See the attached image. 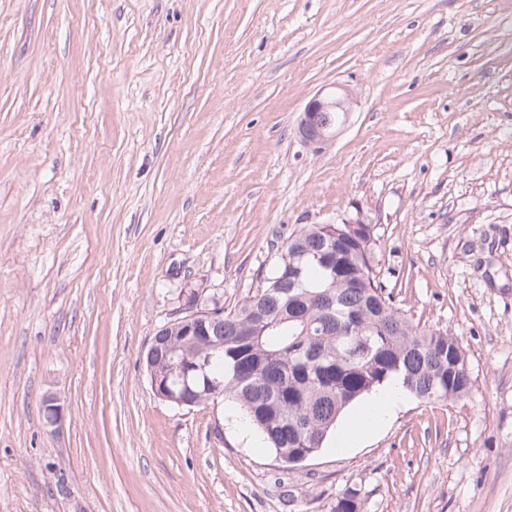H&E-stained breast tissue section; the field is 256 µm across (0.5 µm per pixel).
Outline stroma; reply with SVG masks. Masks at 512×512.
Wrapping results in <instances>:
<instances>
[{
	"mask_svg": "<svg viewBox=\"0 0 512 512\" xmlns=\"http://www.w3.org/2000/svg\"><path fill=\"white\" fill-rule=\"evenodd\" d=\"M358 101L298 134L319 90ZM363 214L472 391L283 463L143 356ZM56 394L62 431L44 420ZM512 512V0H0V512ZM312 96L304 106L298 132L309 145L321 148L331 143L352 112L354 94L349 88L333 85ZM330 112L339 113L338 119H331Z\"/></svg>",
	"mask_w": 512,
	"mask_h": 512,
	"instance_id": "obj_1",
	"label": "stroma"
}]
</instances>
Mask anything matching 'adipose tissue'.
<instances>
[{
    "instance_id": "obj_1",
    "label": "adipose tissue",
    "mask_w": 512,
    "mask_h": 512,
    "mask_svg": "<svg viewBox=\"0 0 512 512\" xmlns=\"http://www.w3.org/2000/svg\"><path fill=\"white\" fill-rule=\"evenodd\" d=\"M406 398L407 394L400 382L394 380L357 403L353 409L341 416L337 424L338 444L365 442L374 437Z\"/></svg>"
}]
</instances>
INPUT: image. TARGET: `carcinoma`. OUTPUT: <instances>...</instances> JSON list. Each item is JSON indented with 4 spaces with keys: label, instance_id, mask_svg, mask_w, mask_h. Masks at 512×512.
Wrapping results in <instances>:
<instances>
[{
    "label": "carcinoma",
    "instance_id": "1",
    "mask_svg": "<svg viewBox=\"0 0 512 512\" xmlns=\"http://www.w3.org/2000/svg\"><path fill=\"white\" fill-rule=\"evenodd\" d=\"M325 224H306L282 245L270 275L235 309L224 312V354L208 376L224 380L215 398L236 403L245 425L282 456L317 454L344 410L395 376L414 399L448 403L467 397L471 376L458 337L421 328L392 303L370 272L369 224L336 225V274L317 258ZM254 328L250 344L238 332ZM169 352L155 363L202 352L168 327Z\"/></svg>",
    "mask_w": 512,
    "mask_h": 512
}]
</instances>
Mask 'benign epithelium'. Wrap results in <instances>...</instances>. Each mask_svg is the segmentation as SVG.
Returning <instances> with one entry per match:
<instances>
[{
  "label": "benign epithelium",
  "mask_w": 512,
  "mask_h": 512,
  "mask_svg": "<svg viewBox=\"0 0 512 512\" xmlns=\"http://www.w3.org/2000/svg\"><path fill=\"white\" fill-rule=\"evenodd\" d=\"M354 94L346 87L333 85L330 90H320L312 96L304 106L302 117L299 123L298 132L302 140L318 148L331 143L352 112ZM339 113L336 120L331 119V113ZM224 320V305L208 304L201 308V304L195 303L184 309L173 318V321L180 322L185 326V335L202 336L212 346V350L219 352L224 350V340H213L210 337L209 327ZM211 358L193 357L180 361L174 371L166 375V380H161L155 373H149L151 388L154 394L161 400H171L183 407L198 405L195 400L183 399L174 394L170 383H186L189 374L193 372H206L210 366ZM43 412L47 424L54 430L59 431L64 425V408L54 395H47L43 399Z\"/></svg>",
  "instance_id": "obj_1"
}]
</instances>
